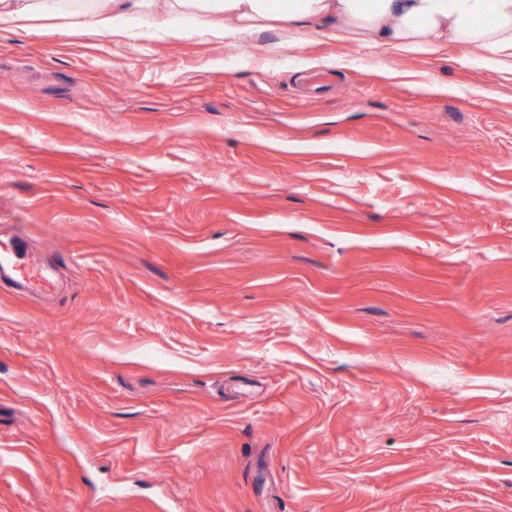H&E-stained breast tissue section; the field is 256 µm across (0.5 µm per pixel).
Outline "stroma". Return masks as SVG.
Masks as SVG:
<instances>
[{
    "instance_id": "1",
    "label": "stroma",
    "mask_w": 512,
    "mask_h": 512,
    "mask_svg": "<svg viewBox=\"0 0 512 512\" xmlns=\"http://www.w3.org/2000/svg\"><path fill=\"white\" fill-rule=\"evenodd\" d=\"M165 19L0 24V512H512V62ZM8 279L24 288L42 291L52 287V282L29 255L24 242L15 237L9 242L0 239V282Z\"/></svg>"
}]
</instances>
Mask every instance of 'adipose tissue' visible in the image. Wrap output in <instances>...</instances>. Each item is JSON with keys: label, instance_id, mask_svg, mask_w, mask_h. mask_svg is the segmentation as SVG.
Returning a JSON list of instances; mask_svg holds the SVG:
<instances>
[{"label": "adipose tissue", "instance_id": "1", "mask_svg": "<svg viewBox=\"0 0 512 512\" xmlns=\"http://www.w3.org/2000/svg\"><path fill=\"white\" fill-rule=\"evenodd\" d=\"M160 2L169 16L193 19L198 32L228 43L276 27L355 40L369 51L434 54L453 42L483 49L491 65L512 60V0H0V22L68 11L119 33Z\"/></svg>", "mask_w": 512, "mask_h": 512}]
</instances>
